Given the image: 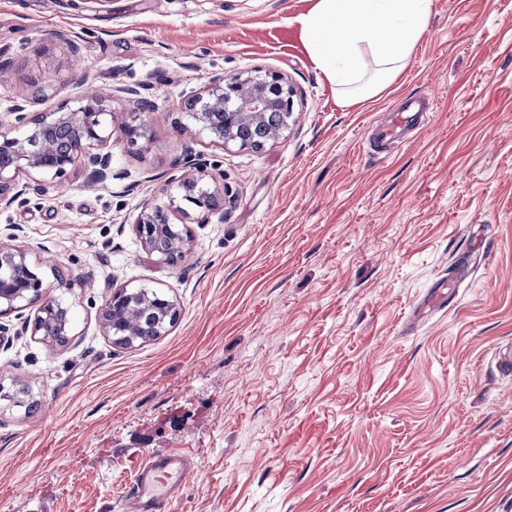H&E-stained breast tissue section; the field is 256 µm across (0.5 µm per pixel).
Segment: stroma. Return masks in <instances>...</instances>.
<instances>
[{
    "label": "stroma",
    "instance_id": "1",
    "mask_svg": "<svg viewBox=\"0 0 512 512\" xmlns=\"http://www.w3.org/2000/svg\"><path fill=\"white\" fill-rule=\"evenodd\" d=\"M314 4L0 0V114L97 93L121 120L128 87L160 113L137 146L113 132L115 179L81 159L60 185L23 173L0 209V237L73 313L62 344L34 334L35 309L7 319L0 385L39 404L0 401V512H118L139 465L174 451L198 468L173 512H512V375L492 357L512 344V0H431L404 72L350 105L301 40ZM242 71L296 92L258 150L186 114ZM423 94L428 124L373 152L365 136ZM189 156L231 198L192 212L190 252L161 264L134 221ZM108 280L164 293L177 321L115 343Z\"/></svg>",
    "mask_w": 512,
    "mask_h": 512
}]
</instances>
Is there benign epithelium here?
<instances>
[{
    "mask_svg": "<svg viewBox=\"0 0 512 512\" xmlns=\"http://www.w3.org/2000/svg\"><path fill=\"white\" fill-rule=\"evenodd\" d=\"M262 91H253V77L245 73L224 75L214 74L203 92L190 100L188 116L199 131L208 133L214 141L224 147L236 146L248 149L250 145L226 134L224 126L211 124V115L224 116L225 126L240 122L258 123L268 108L278 107L284 112H293V92L288 80L277 73L264 77ZM142 109L128 113V119L119 130L129 145L138 144L146 136L147 110L145 101L138 100ZM114 112L110 99L87 94L78 104L62 106L55 112L34 115L27 111L26 104L17 103L7 116L0 117V207H9L24 194L25 188L19 184V173L34 172L47 176L56 182H63L68 169L78 157L86 158L91 167V176L96 183H104L112 178V154L101 153L99 149L112 140ZM69 126L77 135V147L72 153L57 151L48 129L56 126ZM186 171L178 178V195L162 205L148 203L136 220V231L146 252L156 257V261L171 264L178 255L185 254L192 245V234L187 223L168 222L161 225L155 222L154 212L165 209L169 215L180 212L188 215L181 206L185 202L203 213V219L216 214L224 218V190L205 181L206 165L191 156L185 161ZM167 236L172 241L175 255L169 256L158 250L155 241ZM126 288L112 291L110 299L101 311V324L110 330L109 313H122ZM37 308V316L49 314L59 307L56 298L43 289V283L35 274L26 253L8 243H0V319L21 308Z\"/></svg>",
    "mask_w": 512,
    "mask_h": 512,
    "instance_id": "benign-epithelium-1",
    "label": "benign epithelium"
}]
</instances>
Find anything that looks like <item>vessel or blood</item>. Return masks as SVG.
I'll return each instance as SVG.
<instances>
[{
	"instance_id": "obj_1",
	"label": "vessel or blood",
	"mask_w": 512,
	"mask_h": 512,
	"mask_svg": "<svg viewBox=\"0 0 512 512\" xmlns=\"http://www.w3.org/2000/svg\"><path fill=\"white\" fill-rule=\"evenodd\" d=\"M417 118V113L406 107L387 113L377 127V134L382 141H393L402 127ZM193 468V459L182 452L147 458L136 471L132 490L122 503V512H170Z\"/></svg>"
}]
</instances>
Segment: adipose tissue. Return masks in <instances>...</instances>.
Returning a JSON list of instances; mask_svg holds the SVG:
<instances>
[{
  "instance_id": "ef3b65f1",
  "label": "adipose tissue",
  "mask_w": 512,
  "mask_h": 512,
  "mask_svg": "<svg viewBox=\"0 0 512 512\" xmlns=\"http://www.w3.org/2000/svg\"><path fill=\"white\" fill-rule=\"evenodd\" d=\"M430 0H316L301 34L316 67L343 102L378 93L422 38Z\"/></svg>"
}]
</instances>
